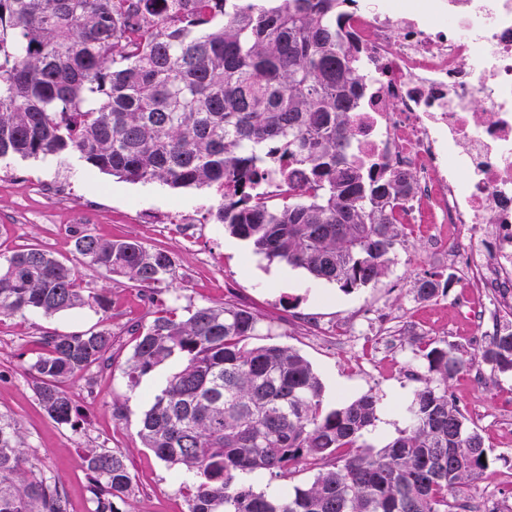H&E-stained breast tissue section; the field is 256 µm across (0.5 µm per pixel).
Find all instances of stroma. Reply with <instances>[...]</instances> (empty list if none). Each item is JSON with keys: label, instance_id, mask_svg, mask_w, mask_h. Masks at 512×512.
I'll return each mask as SVG.
<instances>
[{"label": "stroma", "instance_id": "obj_1", "mask_svg": "<svg viewBox=\"0 0 512 512\" xmlns=\"http://www.w3.org/2000/svg\"><path fill=\"white\" fill-rule=\"evenodd\" d=\"M220 202L211 189H174L161 182H127L103 173L76 154L63 157L0 159V253L35 246L79 267L87 288H108V312L83 307L52 317L39 313L0 316V417L16 421L26 456L37 477L59 479L69 512H91L87 472L81 454L96 445L125 455L134 490L118 502L119 512H188L172 469L145 448L139 423L150 394L172 373L161 365L130 388L120 367L134 341L130 321L149 323L153 309L127 280L82 266L75 250L79 233L133 238L169 253L170 278L159 296L179 315L201 305L232 303L262 319L255 346L280 344L297 350L325 386L324 406L371 394L378 399L377 421L365 441L382 448L407 425L405 408L424 372L421 351L428 343L456 345L472 364L451 381L449 391L485 438L489 463L466 493L474 502L492 501L512 512V373H497L479 360L473 336L490 321L483 308L466 309L458 300L460 275L446 293L416 300L412 288L426 272L445 271L431 255L426 236L403 238L386 276L346 293L313 279L305 270L268 261L250 244L214 223ZM179 213L197 219L189 236L170 232ZM348 324L345 337L329 327ZM108 325L116 363L77 373L65 384L82 415L81 428L53 423L39 405L29 365L44 332L67 334Z\"/></svg>", "mask_w": 512, "mask_h": 512}]
</instances>
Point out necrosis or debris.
Here are the masks:
<instances>
[{
  "label": "necrosis or debris",
  "instance_id": "1",
  "mask_svg": "<svg viewBox=\"0 0 512 512\" xmlns=\"http://www.w3.org/2000/svg\"><path fill=\"white\" fill-rule=\"evenodd\" d=\"M341 25L365 76L351 159L411 173L404 236L512 313V0H345Z\"/></svg>",
  "mask_w": 512,
  "mask_h": 512
}]
</instances>
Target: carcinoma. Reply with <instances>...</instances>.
<instances>
[{"label":"carcinoma","mask_w":512,"mask_h":512,"mask_svg":"<svg viewBox=\"0 0 512 512\" xmlns=\"http://www.w3.org/2000/svg\"><path fill=\"white\" fill-rule=\"evenodd\" d=\"M340 0H0V159L79 155L104 173L220 195L214 222L342 291L389 270L401 235L392 215L411 177L348 162V112L364 75L341 40ZM288 185V204L259 207L260 181ZM86 266L154 292L171 256L136 240L75 239ZM26 247L0 254V316L108 310L106 289ZM447 291L434 274L414 293ZM262 318L243 306H200L186 317L159 305L133 324L122 371L131 385L163 363L176 370L140 421L145 447L186 477L188 512H468L463 489L487 467L485 439L448 391L471 360L443 343L407 408L409 424L376 450L365 394L325 410L310 363L278 344L252 346ZM30 364L35 394L58 425L80 426L64 383L110 366L112 331L41 336ZM483 360L512 372V323L483 336ZM18 424L0 418V512H68L58 480L28 467ZM94 512H117L132 492L126 457L83 449ZM303 463L304 485L256 492L242 475L284 480Z\"/></svg>","instance_id":"1"}]
</instances>
